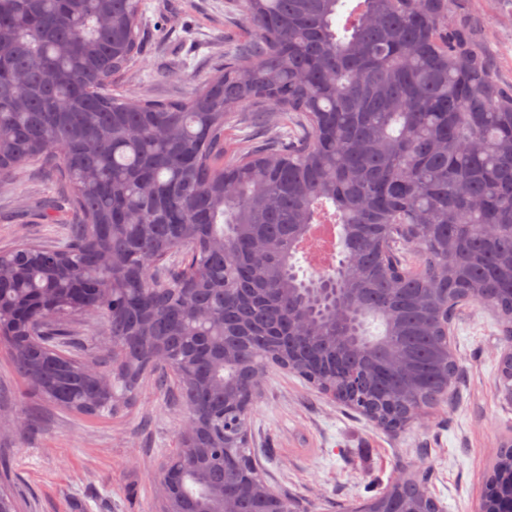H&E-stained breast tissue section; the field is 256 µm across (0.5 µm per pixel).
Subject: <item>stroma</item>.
<instances>
[{
  "mask_svg": "<svg viewBox=\"0 0 512 512\" xmlns=\"http://www.w3.org/2000/svg\"><path fill=\"white\" fill-rule=\"evenodd\" d=\"M466 11L512 85V0H465ZM145 50L121 78L127 100L182 99L224 62L246 33L238 0H144ZM55 193V176L25 167L0 182V248L20 239H59L75 223L35 220L33 204ZM453 344L460 372L448 407L428 424L387 432L314 391L298 376L265 367L253 415L254 452L274 489L297 497L303 512H338L373 497L397 479L427 474L445 512H481L482 494L505 437L512 401L497 378L504 347L493 316L462 308ZM187 423L170 387L147 378L134 404L89 417L55 405L20 376L0 344V455L19 512H166L156 477Z\"/></svg>",
  "mask_w": 512,
  "mask_h": 512,
  "instance_id": "35a3bbf8",
  "label": "stroma"
}]
</instances>
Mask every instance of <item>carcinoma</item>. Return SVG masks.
<instances>
[{
  "label": "carcinoma",
  "instance_id": "obj_1",
  "mask_svg": "<svg viewBox=\"0 0 512 512\" xmlns=\"http://www.w3.org/2000/svg\"><path fill=\"white\" fill-rule=\"evenodd\" d=\"M251 37L181 100L134 103L112 80L141 53L142 0H0V180L55 171L80 222L53 244L0 251V343L50 401L120 412L162 371L192 430L164 461L171 512H273L294 500L244 493L263 481L251 454L254 404L224 402L263 367L397 430L457 384L449 330L461 303L495 316L512 346V87L498 83L459 0H239ZM455 22L448 24V17ZM246 109L281 112L278 134L224 160V127ZM343 227L344 257L299 278L293 243ZM349 342L304 358L270 337L335 329L343 289ZM99 320L110 339L102 389L71 345ZM512 387V350L498 365ZM386 512H443L425 477L390 486ZM512 501V441L487 481L484 512Z\"/></svg>",
  "mask_w": 512,
  "mask_h": 512
}]
</instances>
